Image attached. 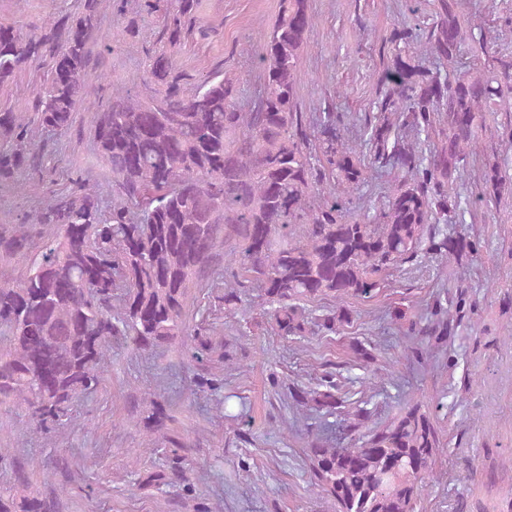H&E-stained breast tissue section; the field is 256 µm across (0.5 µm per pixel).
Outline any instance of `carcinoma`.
I'll return each mask as SVG.
<instances>
[{"mask_svg": "<svg viewBox=\"0 0 512 512\" xmlns=\"http://www.w3.org/2000/svg\"><path fill=\"white\" fill-rule=\"evenodd\" d=\"M103 2L82 0L80 12L30 38L0 24L1 89L33 62L49 61L34 110H0V186L21 173L43 182L38 139L68 132L94 94L87 67ZM198 6L112 0L123 15L164 17L145 75L153 94L116 84L94 115V151L112 172V203L79 171L68 190H47L16 224L0 227L3 259L29 258L36 238H48L17 280L0 283V399L25 406L27 423L50 440L71 423L74 402L102 384L113 340L138 353L178 336L196 341L192 290L217 287L221 270L260 288L262 315L286 338L308 332L303 301L370 298L425 245L441 256L474 250L471 239L439 238L431 226L461 209L454 182L482 113L512 99V59L474 73L459 67L467 36L459 0H437L424 38L448 70L425 66L411 47L422 39L416 29L391 35L377 113L358 144L334 107L309 119L300 110L297 72L314 22L308 0H281L263 31L254 57L260 85L246 110L235 77L217 72L188 89L175 74L182 20ZM407 129L437 131L430 155L404 137ZM371 166L395 169L400 180L361 223L346 204ZM485 181L497 191L512 186L496 167ZM151 405L146 428L165 441L166 413ZM440 444L416 404L360 446L312 448L309 460L337 512H415ZM0 512H61V502L31 490L19 467L14 485L0 488Z\"/></svg>", "mask_w": 512, "mask_h": 512, "instance_id": "1", "label": "carcinoma"}]
</instances>
